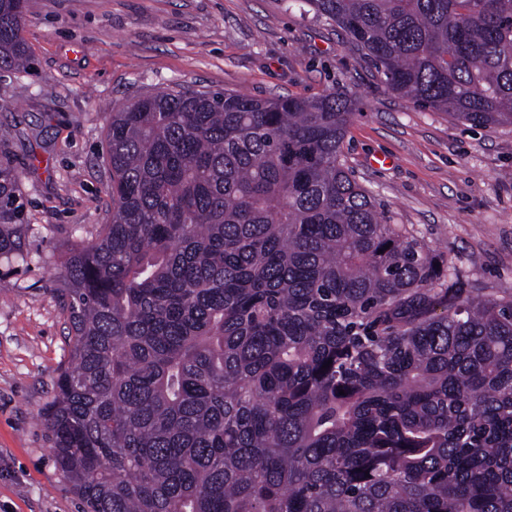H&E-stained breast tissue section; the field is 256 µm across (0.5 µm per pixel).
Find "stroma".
I'll return each mask as SVG.
<instances>
[{"label":"stroma","mask_w":512,"mask_h":512,"mask_svg":"<svg viewBox=\"0 0 512 512\" xmlns=\"http://www.w3.org/2000/svg\"><path fill=\"white\" fill-rule=\"evenodd\" d=\"M25 73L0 71V158L15 168L29 266L0 264V512H77L41 412L69 356L49 287L112 212L109 112L158 90L345 92V151L393 223L471 293L512 294V126L473 128L390 91L305 0H27ZM387 158L374 166L375 158Z\"/></svg>","instance_id":"35a3bbf8"}]
</instances>
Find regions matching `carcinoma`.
Masks as SVG:
<instances>
[{
    "label": "carcinoma",
    "mask_w": 512,
    "mask_h": 512,
    "mask_svg": "<svg viewBox=\"0 0 512 512\" xmlns=\"http://www.w3.org/2000/svg\"><path fill=\"white\" fill-rule=\"evenodd\" d=\"M306 3L392 92L512 125V0ZM25 22L0 0V71ZM354 111L161 90L110 113L109 222L51 288L71 349L42 417L80 512H512V299L391 223L347 164ZM29 230L1 160L0 261Z\"/></svg>",
    "instance_id": "carcinoma-1"
}]
</instances>
